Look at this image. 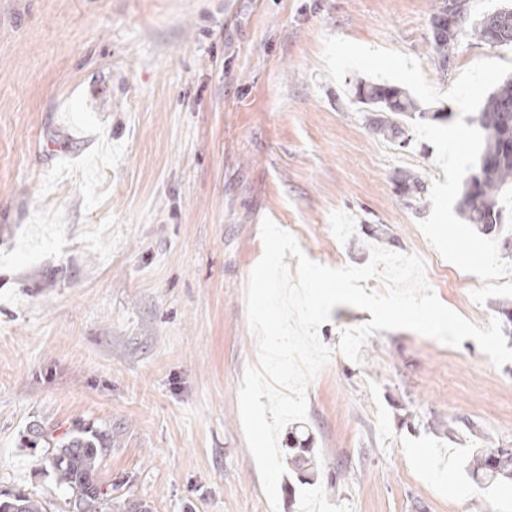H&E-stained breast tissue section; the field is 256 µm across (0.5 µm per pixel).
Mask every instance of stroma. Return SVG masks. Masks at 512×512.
<instances>
[{
    "label": "stroma",
    "instance_id": "1",
    "mask_svg": "<svg viewBox=\"0 0 512 512\" xmlns=\"http://www.w3.org/2000/svg\"><path fill=\"white\" fill-rule=\"evenodd\" d=\"M439 0H0V493L70 512L45 470L50 441L104 432L111 512H512V483L479 484L481 448L512 449V363L378 331L355 363L339 305L307 418L279 445L310 450L270 506L238 390L258 361L246 285L271 218L314 262L364 265L376 244L418 254L429 199L403 173L444 178L432 144L385 139L352 85L324 72V39L405 53L447 92L473 64L512 62L461 29L431 51ZM351 225L345 237L336 227ZM470 322L476 304L433 284ZM462 1L468 3L467 0H462ZM467 3L463 4L466 6V8L464 10L465 20L460 24L459 28H462V26L465 25L466 19L469 14ZM459 28L454 35H451L448 37V34L443 32L439 35H435L432 39V51L434 52L435 56L437 57V62L441 69H444V70L448 69V64L452 61L453 51L456 48V41H457V36L459 33Z\"/></svg>",
    "mask_w": 512,
    "mask_h": 512
}]
</instances>
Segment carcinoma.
Wrapping results in <instances>:
<instances>
[{
  "mask_svg": "<svg viewBox=\"0 0 512 512\" xmlns=\"http://www.w3.org/2000/svg\"><path fill=\"white\" fill-rule=\"evenodd\" d=\"M457 35L443 32L432 39V51L440 68L447 69L456 48ZM357 102L376 113L369 124L385 138L403 139L406 132L394 119H423L416 101L396 86L361 82L356 88ZM476 121L484 131V148L475 174L465 181L459 202L463 218L484 234L495 232L502 223L499 195L512 185V153L503 152V142L512 139V78L505 79L488 97L477 113ZM401 190L413 200L427 192L421 177L406 174ZM103 435L77 429L68 438L56 442L46 462L58 485L71 492V512H109L107 492L98 480V466ZM472 475L476 481L491 485L512 479V451H479L473 460ZM43 502L25 493L0 498V512H44Z\"/></svg>",
  "mask_w": 512,
  "mask_h": 512,
  "instance_id": "obj_1",
  "label": "carcinoma"
}]
</instances>
